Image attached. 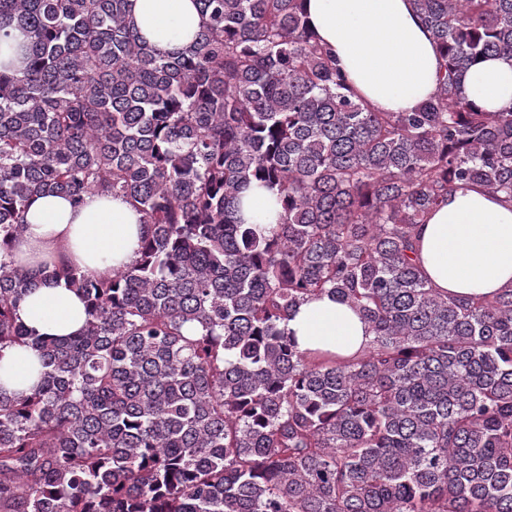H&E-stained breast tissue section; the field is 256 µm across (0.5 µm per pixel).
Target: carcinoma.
I'll use <instances>...</instances> for the list:
<instances>
[{
	"label": "carcinoma",
	"mask_w": 512,
	"mask_h": 512,
	"mask_svg": "<svg viewBox=\"0 0 512 512\" xmlns=\"http://www.w3.org/2000/svg\"><path fill=\"white\" fill-rule=\"evenodd\" d=\"M190 45L140 36L131 0H0L28 40L0 74V512H512V288L423 275L416 227L479 186L512 203V107L462 92L512 61V0H413L440 46L412 112L358 99L303 0H194ZM276 190V224L242 194ZM123 197L139 258L110 277L10 257L31 197ZM84 300L81 333L19 318L40 278ZM330 295L372 330L350 357L286 322ZM0 356V385L9 391L28 390L35 382L32 365L34 352L26 348L5 349Z\"/></svg>",
	"instance_id": "cac0c4a2"
}]
</instances>
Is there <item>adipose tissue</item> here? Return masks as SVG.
I'll use <instances>...</instances> for the list:
<instances>
[{
    "label": "adipose tissue",
    "mask_w": 512,
    "mask_h": 512,
    "mask_svg": "<svg viewBox=\"0 0 512 512\" xmlns=\"http://www.w3.org/2000/svg\"><path fill=\"white\" fill-rule=\"evenodd\" d=\"M312 28L336 57L356 95L380 112H409L429 100L442 63L438 46L413 0H307ZM147 42L179 51L194 39L201 17L194 0H132ZM464 94L478 105L512 106V63L485 60L468 73ZM26 228L13 244L29 270L65 259L94 275H108L138 256L142 215L123 198L33 196ZM419 262L434 287L456 295H489L512 286V206L481 189L459 190L416 229ZM41 336H70L85 325L84 305L65 280L41 283L18 310ZM286 330L304 350L350 356L371 339L349 305L325 295L301 305ZM36 356L26 348L0 351V386L28 390Z\"/></svg>",
    "instance_id": "adipose-tissue-1"
}]
</instances>
